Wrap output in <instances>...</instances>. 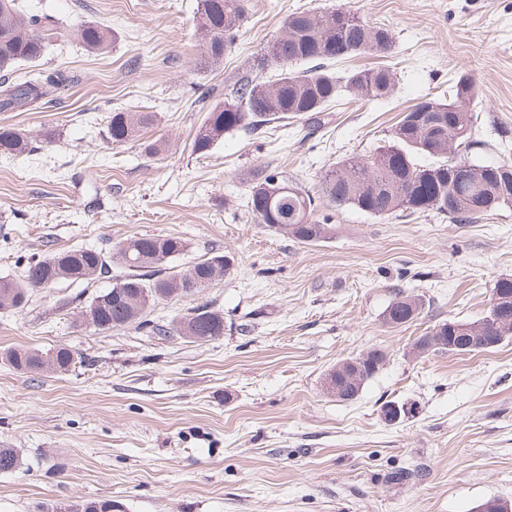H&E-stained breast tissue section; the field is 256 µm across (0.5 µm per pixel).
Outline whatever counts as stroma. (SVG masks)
<instances>
[{
	"label": "stroma",
	"instance_id": "35a3bbf8",
	"mask_svg": "<svg viewBox=\"0 0 512 512\" xmlns=\"http://www.w3.org/2000/svg\"><path fill=\"white\" fill-rule=\"evenodd\" d=\"M71 23L108 27L94 55L78 39L52 46L45 68L73 86L33 110L0 112L54 142L0 155V277L62 248L171 235L186 267L224 250L231 275L156 302L167 322L208 306L224 334L206 343L146 329L106 333L79 316L107 279L34 290L0 311V448L22 465L0 473V512L112 499L125 512H475L512 502V338L464 355L413 357L433 326L486 314L512 278V207L476 224L436 212L374 218L318 205L333 231L306 245L254 223L247 180L268 165L315 190L338 161L368 158L410 105L449 95L457 73L480 87L472 161L512 158V0H246L222 70L193 69L197 0H22ZM345 9L391 30L397 90L325 112L317 126L271 123L191 150L204 118L197 89L231 80L295 12ZM155 113L141 140L112 142L110 112ZM161 150L146 156L144 141ZM420 296L417 320L390 327L396 291ZM26 346L72 350L62 374H26L4 359ZM377 348L386 360L352 401L324 389L340 360ZM389 401L414 417L389 424ZM400 469L418 479L398 482Z\"/></svg>",
	"mask_w": 512,
	"mask_h": 512
}]
</instances>
